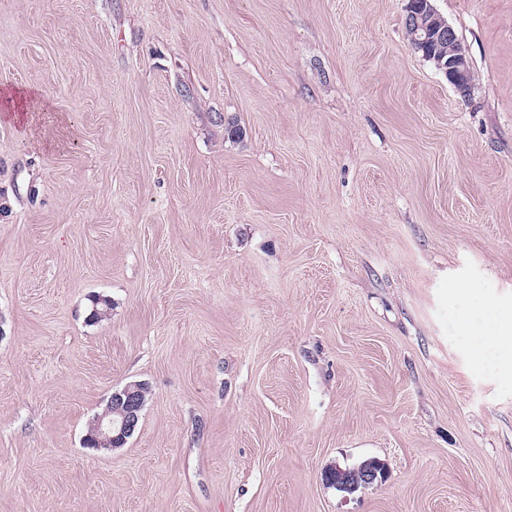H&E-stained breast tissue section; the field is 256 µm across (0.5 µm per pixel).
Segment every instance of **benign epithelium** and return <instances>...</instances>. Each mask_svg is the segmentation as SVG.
<instances>
[{
    "instance_id": "7a95c632",
    "label": "benign epithelium",
    "mask_w": 512,
    "mask_h": 512,
    "mask_svg": "<svg viewBox=\"0 0 512 512\" xmlns=\"http://www.w3.org/2000/svg\"><path fill=\"white\" fill-rule=\"evenodd\" d=\"M405 6V27L414 46L424 48L436 44L448 45V55H432L430 61L445 73L448 81L464 96L472 91L469 62L455 29L441 17L431 4V0H407ZM140 389L132 384L112 393L104 412L94 421V432L106 438L117 432L120 437L134 433L138 422ZM383 471L362 468L355 472L351 481L339 485L346 492H354L361 487L374 484Z\"/></svg>"
}]
</instances>
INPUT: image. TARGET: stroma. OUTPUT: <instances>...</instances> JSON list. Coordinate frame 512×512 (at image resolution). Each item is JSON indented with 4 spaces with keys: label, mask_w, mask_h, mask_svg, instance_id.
<instances>
[{
    "label": "stroma",
    "mask_w": 512,
    "mask_h": 512,
    "mask_svg": "<svg viewBox=\"0 0 512 512\" xmlns=\"http://www.w3.org/2000/svg\"><path fill=\"white\" fill-rule=\"evenodd\" d=\"M405 4L0 0V512H512V0ZM405 27L414 46L424 48L448 43V58L445 48L429 47L426 54L435 67L445 73L448 81L464 96L472 91L469 62L455 29L441 17L431 0H406ZM462 330L469 333L472 339V354L474 364L477 368L483 366V353L486 341L490 338H502L511 343L512 336H501L505 330V323L501 315L489 314L484 319V324L480 331H474L473 326L465 319L460 321ZM140 392L136 384L113 392L107 408L96 417L93 431L112 440L118 436H132L139 422V412L144 405L140 402ZM113 431H117V436H110ZM360 466H366V467H369V468H362V469H359L355 472L354 474V477L351 479V482H346L345 484H337L336 485V474L340 473V472H345L341 469H333L334 471H336V474H335V480H334V484L331 483V485L333 486H338L341 490H344L346 492H354L356 490H358L360 487H368L372 484H374L378 478H381V476L383 475V469L379 470V469H374V468H377V467H381L380 466V463L376 460H367L365 462H363L362 464H360ZM370 467H374V468H370Z\"/></svg>",
    "instance_id": "obj_1"
}]
</instances>
